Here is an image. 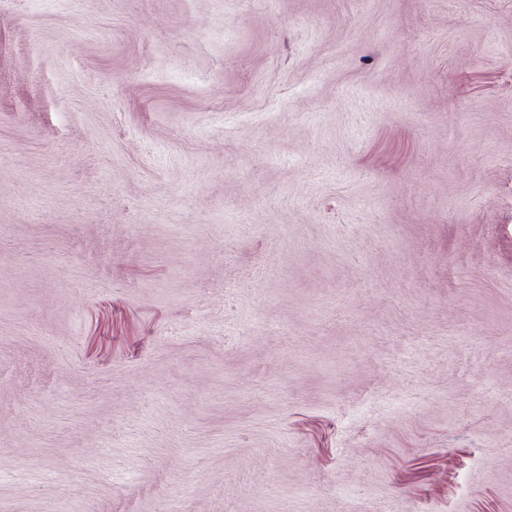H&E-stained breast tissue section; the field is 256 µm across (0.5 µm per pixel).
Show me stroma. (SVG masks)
Instances as JSON below:
<instances>
[{
  "mask_svg": "<svg viewBox=\"0 0 512 512\" xmlns=\"http://www.w3.org/2000/svg\"><path fill=\"white\" fill-rule=\"evenodd\" d=\"M0 512H512V0H0Z\"/></svg>",
  "mask_w": 512,
  "mask_h": 512,
  "instance_id": "obj_1",
  "label": "stroma"
}]
</instances>
